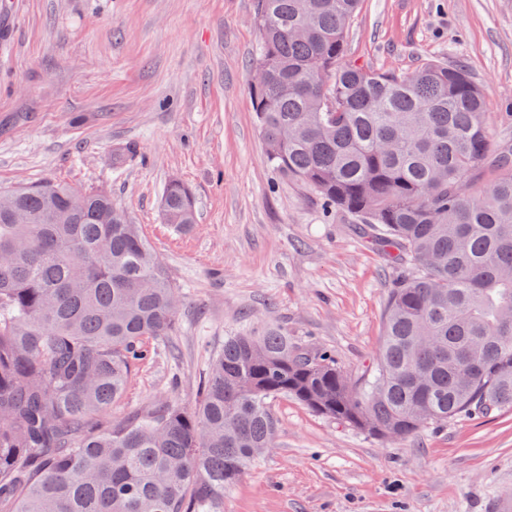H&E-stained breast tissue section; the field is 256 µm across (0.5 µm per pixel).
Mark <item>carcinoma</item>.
I'll return each mask as SVG.
<instances>
[{"mask_svg": "<svg viewBox=\"0 0 512 512\" xmlns=\"http://www.w3.org/2000/svg\"><path fill=\"white\" fill-rule=\"evenodd\" d=\"M362 2L257 0L250 95L270 166L401 271L369 373L272 326L224 338L194 408L105 423L173 334L178 289L110 195L0 190V512H224V488L272 447L278 398L394 440L512 407V144L493 142L464 67L348 62ZM163 217L195 223L184 183Z\"/></svg>", "mask_w": 512, "mask_h": 512, "instance_id": "obj_1", "label": "carcinoma"}]
</instances>
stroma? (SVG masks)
Returning a JSON list of instances; mask_svg holds the SVG:
<instances>
[{
	"instance_id": "obj_1",
	"label": "stroma",
	"mask_w": 512,
	"mask_h": 512,
	"mask_svg": "<svg viewBox=\"0 0 512 512\" xmlns=\"http://www.w3.org/2000/svg\"><path fill=\"white\" fill-rule=\"evenodd\" d=\"M256 0H8L0 11V189L63 182L111 194L180 295L177 331L132 368L113 419L192 406L225 337L270 326L360 378L397 272L355 219L269 165L248 92ZM349 60L400 75L464 66L512 142V0H364ZM131 146V156L113 151ZM196 211L165 224L170 181ZM274 445L224 490V512H512V409L362 434L293 399Z\"/></svg>"
}]
</instances>
